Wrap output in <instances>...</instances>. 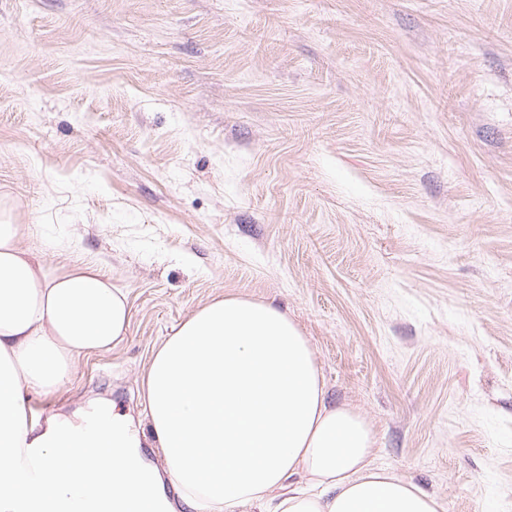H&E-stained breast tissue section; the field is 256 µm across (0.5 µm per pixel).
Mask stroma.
Masks as SVG:
<instances>
[{
	"instance_id": "1",
	"label": "stroma",
	"mask_w": 512,
	"mask_h": 512,
	"mask_svg": "<svg viewBox=\"0 0 512 512\" xmlns=\"http://www.w3.org/2000/svg\"><path fill=\"white\" fill-rule=\"evenodd\" d=\"M0 216L128 292L35 412L155 459L153 351L268 301L377 466L512 512V0H0Z\"/></svg>"
}]
</instances>
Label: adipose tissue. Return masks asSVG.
Instances as JSON below:
<instances>
[{
	"mask_svg": "<svg viewBox=\"0 0 512 512\" xmlns=\"http://www.w3.org/2000/svg\"><path fill=\"white\" fill-rule=\"evenodd\" d=\"M30 224L0 221V490L67 512H443L412 480L376 466L362 415L327 401L314 354L269 302L214 300L175 326L141 387L164 463H145L116 426L107 457L50 439L71 420L34 415L92 352L126 338L127 296L95 265L54 266L21 242Z\"/></svg>",
	"mask_w": 512,
	"mask_h": 512,
	"instance_id": "obj_1",
	"label": "adipose tissue"
}]
</instances>
